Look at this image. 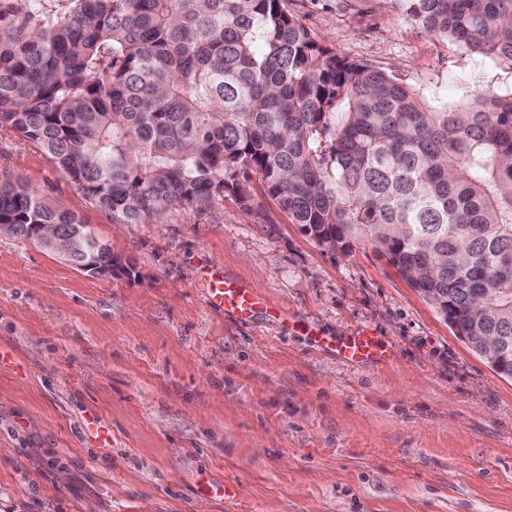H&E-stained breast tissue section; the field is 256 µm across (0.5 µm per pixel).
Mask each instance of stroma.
Instances as JSON below:
<instances>
[{
    "label": "stroma",
    "instance_id": "stroma-1",
    "mask_svg": "<svg viewBox=\"0 0 512 512\" xmlns=\"http://www.w3.org/2000/svg\"><path fill=\"white\" fill-rule=\"evenodd\" d=\"M340 57L485 89L394 0H287ZM75 213L127 268L100 277L0 235V512H512V378L456 336L377 244L332 251L272 201L115 224L37 144L0 129V176ZM267 311L213 312L204 270ZM367 332L383 364L337 345Z\"/></svg>",
    "mask_w": 512,
    "mask_h": 512
}]
</instances>
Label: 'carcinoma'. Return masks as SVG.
Here are the masks:
<instances>
[{
    "mask_svg": "<svg viewBox=\"0 0 512 512\" xmlns=\"http://www.w3.org/2000/svg\"><path fill=\"white\" fill-rule=\"evenodd\" d=\"M502 81L456 101L338 56L286 0H0V128L37 143L114 224L205 215L250 180L304 234L388 261L512 376V0H398ZM125 268L74 214L0 177V235Z\"/></svg>",
    "mask_w": 512,
    "mask_h": 512,
    "instance_id": "1",
    "label": "carcinoma"
}]
</instances>
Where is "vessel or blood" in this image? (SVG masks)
Segmentation results:
<instances>
[{
  "instance_id": "obj_1",
  "label": "vessel or blood",
  "mask_w": 512,
  "mask_h": 512,
  "mask_svg": "<svg viewBox=\"0 0 512 512\" xmlns=\"http://www.w3.org/2000/svg\"><path fill=\"white\" fill-rule=\"evenodd\" d=\"M202 285L204 299L211 309L239 320H251L266 308L260 294L244 282L225 276L221 268H208ZM342 353L345 358L355 362L380 361L384 358L383 352L374 350L364 336L351 337L343 345Z\"/></svg>"
}]
</instances>
